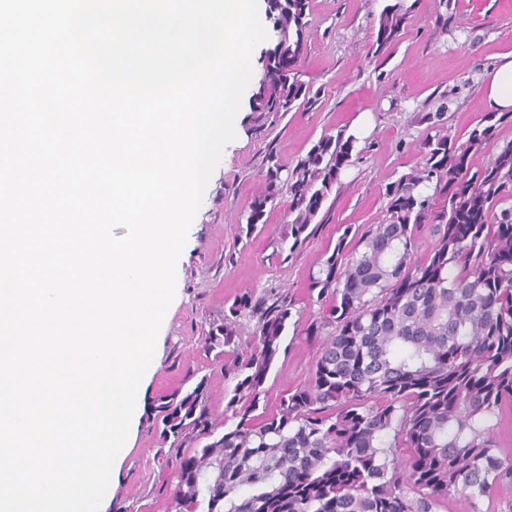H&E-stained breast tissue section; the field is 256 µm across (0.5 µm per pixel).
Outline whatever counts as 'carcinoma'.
Wrapping results in <instances>:
<instances>
[{
    "instance_id": "cac0c4a2",
    "label": "carcinoma",
    "mask_w": 512,
    "mask_h": 512,
    "mask_svg": "<svg viewBox=\"0 0 512 512\" xmlns=\"http://www.w3.org/2000/svg\"><path fill=\"white\" fill-rule=\"evenodd\" d=\"M267 6L275 42L249 100L262 124L312 103L300 66L311 0ZM411 12L405 0L384 6L376 51L398 42ZM443 110L421 115L422 163L386 186L382 222L346 227L311 275L321 312L306 335L322 339L320 356L276 411L255 414L292 316L288 296L246 290L221 322L200 326L203 351L233 388L221 421L207 375L194 370L156 399L165 512H436L450 495L472 504L512 487V459L494 441L512 408V141L497 140L512 112L488 113L457 144ZM356 144L344 130L326 134L291 168L268 151L246 234L283 207L280 249L294 252ZM492 145V159L472 170L470 155ZM244 319L254 323L245 352ZM390 434L411 449L406 460L388 459Z\"/></svg>"
}]
</instances>
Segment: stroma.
<instances>
[{
  "mask_svg": "<svg viewBox=\"0 0 512 512\" xmlns=\"http://www.w3.org/2000/svg\"><path fill=\"white\" fill-rule=\"evenodd\" d=\"M389 0H312L315 28L302 63L313 102L256 127L248 106L236 118V137L224 148L202 204L189 228L175 296L160 327L158 357L133 436L123 451L106 496L129 512H164L155 485L161 457L145 421L155 398L178 386L185 372L209 375L208 402L224 414V377L201 349L202 324L222 319L225 307L245 289L275 288L293 302L292 321L274 362L260 410L276 411L282 396L313 373L320 341L306 336L318 308L309 300V274L332 250L345 227L380 223L386 186L422 161L421 113L447 101L449 139L464 142L482 120L483 74L512 52V0H412L414 11L398 43L373 54L379 15ZM368 118L360 160L342 174L323 205L322 223L288 259L277 241L288 218L278 209L266 226L240 235L238 223L263 188V157L274 151L295 165L327 133L352 129Z\"/></svg>",
  "mask_w": 512,
  "mask_h": 512,
  "instance_id": "obj_1",
  "label": "stroma"
}]
</instances>
